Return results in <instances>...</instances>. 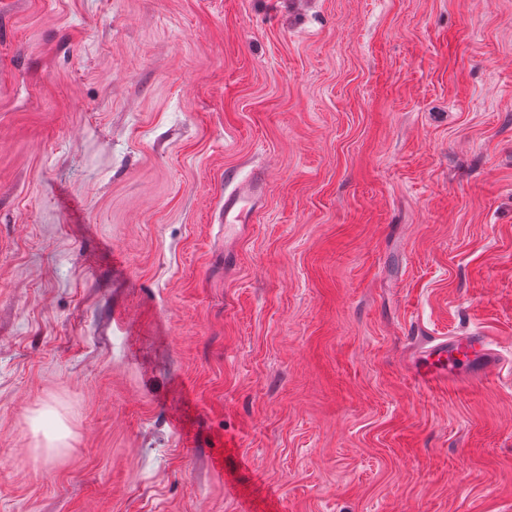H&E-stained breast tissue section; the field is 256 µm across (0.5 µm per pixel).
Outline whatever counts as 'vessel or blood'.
I'll use <instances>...</instances> for the list:
<instances>
[{"mask_svg":"<svg viewBox=\"0 0 512 512\" xmlns=\"http://www.w3.org/2000/svg\"><path fill=\"white\" fill-rule=\"evenodd\" d=\"M266 196V185L262 178L254 176L239 182L224 195V231L232 233L236 227L253 223L256 214L262 209ZM427 356V364L418 366L417 378L423 386L430 387L446 379L444 362L449 355L460 354L480 362L483 369L495 366V353L478 336L464 339H434L428 341L421 350Z\"/></svg>","mask_w":512,"mask_h":512,"instance_id":"obj_1","label":"vessel or blood"}]
</instances>
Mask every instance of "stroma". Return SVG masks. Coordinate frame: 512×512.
I'll list each match as a JSON object with an SVG mask.
<instances>
[{
  "mask_svg": "<svg viewBox=\"0 0 512 512\" xmlns=\"http://www.w3.org/2000/svg\"><path fill=\"white\" fill-rule=\"evenodd\" d=\"M0 512H512V0H0ZM265 196V182L258 176L239 182L229 192L224 191V235L232 233L237 226L254 223ZM460 354L471 359H476L482 365V371H486L496 364L495 352L480 336H470L465 339H433L420 350L419 356H427L432 359L428 365L415 367L417 378L424 387H432L448 374L443 362L448 359V354Z\"/></svg>",
  "mask_w": 512,
  "mask_h": 512,
  "instance_id": "1",
  "label": "stroma"
}]
</instances>
